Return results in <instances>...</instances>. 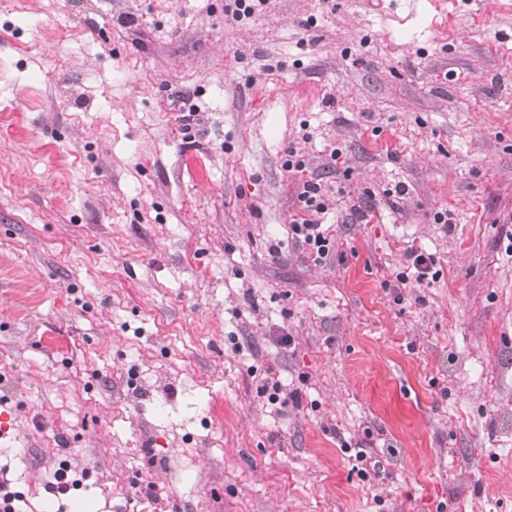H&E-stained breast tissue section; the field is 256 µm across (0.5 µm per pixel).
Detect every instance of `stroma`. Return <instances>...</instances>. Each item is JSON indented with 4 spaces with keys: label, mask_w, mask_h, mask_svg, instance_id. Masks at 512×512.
Segmentation results:
<instances>
[{
    "label": "stroma",
    "mask_w": 512,
    "mask_h": 512,
    "mask_svg": "<svg viewBox=\"0 0 512 512\" xmlns=\"http://www.w3.org/2000/svg\"><path fill=\"white\" fill-rule=\"evenodd\" d=\"M225 3L0 0V470L27 512H512V0ZM268 0H229L224 7L225 16L231 15L234 21L244 17H252L258 10H262ZM329 209L327 192L313 178L302 180L297 195L298 213L289 221L291 239L305 246L312 260L321 264L332 252L333 244L322 222ZM318 217V218H317ZM407 257L417 273L416 280L423 282L425 279H429V276L431 281L437 278V271L431 272L435 260L430 254L411 249L407 252Z\"/></svg>",
    "instance_id": "stroma-1"
}]
</instances>
